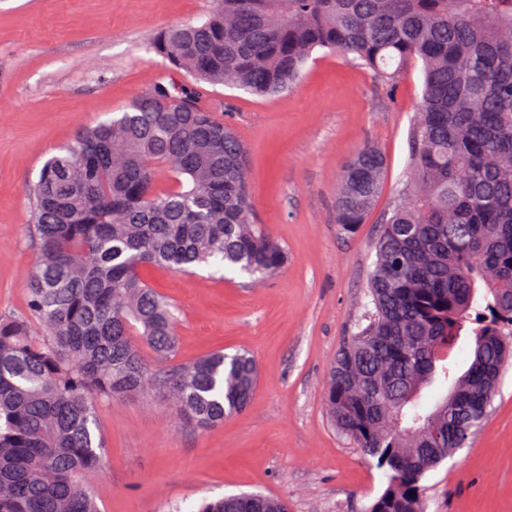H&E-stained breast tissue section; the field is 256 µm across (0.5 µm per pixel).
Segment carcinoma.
<instances>
[{
	"mask_svg": "<svg viewBox=\"0 0 512 512\" xmlns=\"http://www.w3.org/2000/svg\"><path fill=\"white\" fill-rule=\"evenodd\" d=\"M152 49L197 83L258 95L293 85L317 50L390 91L408 62L421 63L367 324L338 351L325 405L336 431L387 473L365 512H425L421 481L483 427L512 359V0H215L205 21L164 28ZM384 169L373 146L344 167V232L364 223ZM161 172L171 184L158 192ZM26 195L37 255L28 312L0 319V512H101L89 488L105 465L101 402L150 387L182 425L208 428L244 410L257 385L246 355L163 367L177 308L146 272L269 276L288 255L254 223L244 145L186 88L158 83L84 128ZM139 341L160 367L143 362ZM467 342L471 361L458 375L451 358ZM196 512L286 507L242 493Z\"/></svg>",
	"mask_w": 512,
	"mask_h": 512,
	"instance_id": "obj_1",
	"label": "carcinoma"
}]
</instances>
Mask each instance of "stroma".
<instances>
[{
  "label": "stroma",
  "instance_id": "35a3bbf8",
  "mask_svg": "<svg viewBox=\"0 0 512 512\" xmlns=\"http://www.w3.org/2000/svg\"><path fill=\"white\" fill-rule=\"evenodd\" d=\"M212 0H0V317L27 311L34 256L25 188L83 128L121 112L154 84L183 85L152 49L157 32L201 22ZM421 67L395 93L333 53L317 51L288 91L258 96L201 85V106L248 150L255 223L288 251L263 283L211 268L153 269L178 307L175 363L216 349L246 353L259 379L249 405L210 429L181 427L162 394L103 403L106 466L93 481L102 512H169L172 504L260 492L288 512H362L387 485L383 469L330 426L328 372L358 331L374 246L398 198ZM375 146L387 168L364 224L336 222L347 160ZM425 512H512V365L484 426L427 473Z\"/></svg>",
  "mask_w": 512,
  "mask_h": 512
}]
</instances>
